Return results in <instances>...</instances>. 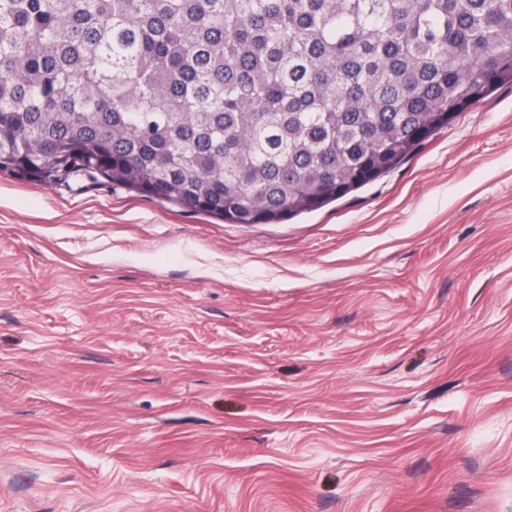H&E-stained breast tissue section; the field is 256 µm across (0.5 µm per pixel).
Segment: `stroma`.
Segmentation results:
<instances>
[{"instance_id":"stroma-1","label":"stroma","mask_w":512,"mask_h":512,"mask_svg":"<svg viewBox=\"0 0 512 512\" xmlns=\"http://www.w3.org/2000/svg\"><path fill=\"white\" fill-rule=\"evenodd\" d=\"M0 512H512V85L282 224L0 173Z\"/></svg>"}]
</instances>
